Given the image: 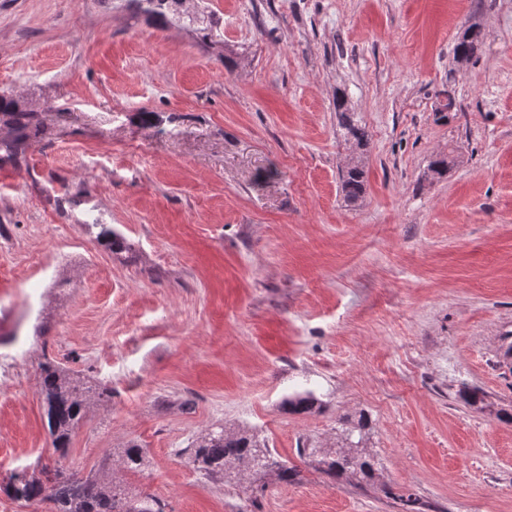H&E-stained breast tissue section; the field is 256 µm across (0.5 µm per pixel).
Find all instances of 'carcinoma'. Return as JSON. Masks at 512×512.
Wrapping results in <instances>:
<instances>
[{"mask_svg": "<svg viewBox=\"0 0 512 512\" xmlns=\"http://www.w3.org/2000/svg\"><path fill=\"white\" fill-rule=\"evenodd\" d=\"M180 0H130V5L160 21L166 17L165 8L177 5ZM481 37L476 26L468 27L454 46L458 60H469L475 53ZM341 127L347 139L363 147L368 140V132L347 112L342 98L336 99ZM0 113L9 117L12 126L20 132L15 138L0 142V150L10 156L24 153L27 132L35 124V115L17 109L16 103L5 97L0 98ZM342 192L345 199L354 203L365 190L364 170L361 166L349 167L342 174ZM40 390L46 407L52 447L65 454L75 428L84 419L86 408L91 401L109 398L112 392L96 384L78 385L68 377L63 369L52 362L40 364ZM315 402L312 392L298 394L288 400V409L293 412H307ZM367 421L360 418L356 426L341 429L342 448L336 450V457L327 463L325 473L331 477L345 474L369 477L373 463L360 449ZM271 453L266 444L243 433H226L224 429L212 430L203 436L190 461L199 471L211 472L243 468L263 470L268 467ZM143 460V450L132 445L123 451L121 462L129 469L138 468ZM8 496L15 501L33 502L49 496L56 505V512H161L147 500L132 503L123 497V492L112 481L104 482L95 478L71 480L63 476L60 469L53 471L44 466L37 472H22L11 475L6 482Z\"/></svg>", "mask_w": 512, "mask_h": 512, "instance_id": "obj_1", "label": "carcinoma"}]
</instances>
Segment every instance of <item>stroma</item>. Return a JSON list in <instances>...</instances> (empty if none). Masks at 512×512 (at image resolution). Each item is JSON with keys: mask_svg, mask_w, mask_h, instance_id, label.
<instances>
[{"mask_svg": "<svg viewBox=\"0 0 512 512\" xmlns=\"http://www.w3.org/2000/svg\"><path fill=\"white\" fill-rule=\"evenodd\" d=\"M185 8L210 35L123 0H0V96L38 121L24 157L0 152V482L58 465L163 512H401L399 495L512 512V0ZM473 22L476 56L457 61ZM48 358L112 392L63 457ZM307 390L313 409L289 411ZM362 416L373 479L323 473ZM219 427L293 477L195 470ZM132 445L137 470L120 463ZM336 112H340L341 127L345 131L347 139L353 140L358 147L365 146L369 136L368 132L354 119L353 114L347 112L345 102L340 97L336 98ZM342 192L345 199L354 203L363 195L365 190L364 170L361 166L349 167L342 174Z\"/></svg>", "mask_w": 512, "mask_h": 512, "instance_id": "stroma-1", "label": "stroma"}]
</instances>
